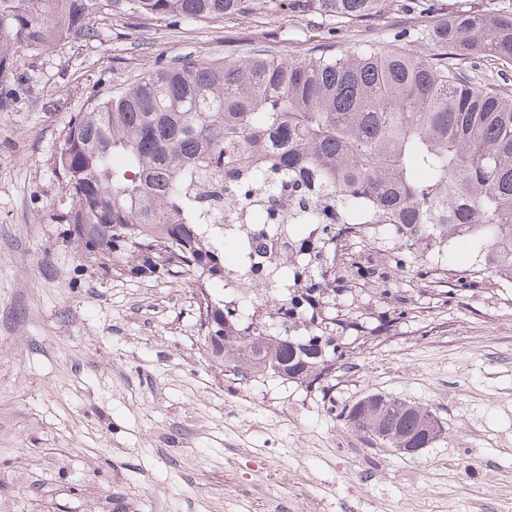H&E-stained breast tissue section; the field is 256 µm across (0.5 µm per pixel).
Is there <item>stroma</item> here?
I'll return each mask as SVG.
<instances>
[{
  "mask_svg": "<svg viewBox=\"0 0 512 512\" xmlns=\"http://www.w3.org/2000/svg\"><path fill=\"white\" fill-rule=\"evenodd\" d=\"M240 17L98 14L95 33L12 49L0 74V512H512V283L463 288L485 245L449 243L396 286L407 308L357 348L328 395L236 382L197 340L188 274L143 279L78 241L55 153L74 113L188 56L256 47L301 59L385 45L417 23L388 0L360 23L251 0ZM369 392L424 405L441 437L407 457L339 413Z\"/></svg>",
  "mask_w": 512,
  "mask_h": 512,
  "instance_id": "35a3bbf8",
  "label": "stroma"
}]
</instances>
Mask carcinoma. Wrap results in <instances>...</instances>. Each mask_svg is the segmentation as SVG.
Returning a JSON list of instances; mask_svg holds the SVG:
<instances>
[{"label": "carcinoma", "mask_w": 512, "mask_h": 512, "mask_svg": "<svg viewBox=\"0 0 512 512\" xmlns=\"http://www.w3.org/2000/svg\"><path fill=\"white\" fill-rule=\"evenodd\" d=\"M385 0H288V12L363 22ZM181 18L242 15L248 0H0V30L35 49L91 36L99 5ZM431 47H325L303 59L251 49L222 64L185 57L74 114L56 164L75 238L133 259L131 272L190 275L198 339L235 381L279 377L326 392L369 326L336 314L345 238L389 232L424 260L486 244L482 271L512 279V88L467 65L512 66V10L448 13ZM305 234H297V227ZM237 260L224 262L227 241ZM226 279L235 292L215 288ZM376 446L417 437L433 412L382 393L342 409Z\"/></svg>", "instance_id": "1"}]
</instances>
